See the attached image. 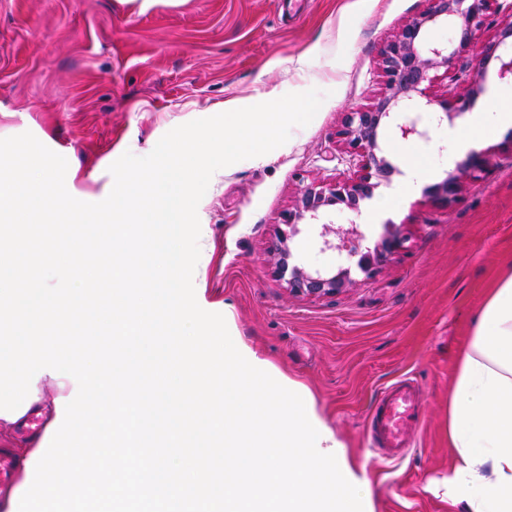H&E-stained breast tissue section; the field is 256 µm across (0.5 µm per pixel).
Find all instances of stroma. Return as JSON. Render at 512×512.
Instances as JSON below:
<instances>
[{
    "label": "stroma",
    "mask_w": 512,
    "mask_h": 512,
    "mask_svg": "<svg viewBox=\"0 0 512 512\" xmlns=\"http://www.w3.org/2000/svg\"><path fill=\"white\" fill-rule=\"evenodd\" d=\"M425 0H0V138L31 132L64 156L86 200L100 199L125 152L148 155L171 129L311 89L313 120L265 160L217 171L198 205L207 257L198 304L227 312L231 333L303 385L364 471L374 512H466L432 492L448 475V402L473 316L512 271V129L478 148L494 165L444 208L423 193L389 199L384 221L405 247L341 292L290 295L270 251L300 188L350 168L336 143L345 112L381 88L378 53ZM318 228L300 225L293 262L330 267ZM420 385L421 426L396 463L372 452L366 422L381 390Z\"/></svg>",
    "instance_id": "35a3bbf8"
}]
</instances>
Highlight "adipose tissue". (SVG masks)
Returning <instances> with one entry per match:
<instances>
[{
	"instance_id": "adipose-tissue-1",
	"label": "adipose tissue",
	"mask_w": 512,
	"mask_h": 512,
	"mask_svg": "<svg viewBox=\"0 0 512 512\" xmlns=\"http://www.w3.org/2000/svg\"><path fill=\"white\" fill-rule=\"evenodd\" d=\"M512 128V89L494 91L491 109L475 111L449 132L444 163L462 150ZM455 464L438 484L468 512H512V273L475 317L449 406Z\"/></svg>"
}]
</instances>
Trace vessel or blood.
<instances>
[{"mask_svg":"<svg viewBox=\"0 0 512 512\" xmlns=\"http://www.w3.org/2000/svg\"><path fill=\"white\" fill-rule=\"evenodd\" d=\"M419 426L418 391L409 381L400 380L384 388L376 399L367 431L381 457L396 462L406 455Z\"/></svg>","mask_w":512,"mask_h":512,"instance_id":"vessel-or-blood-1","label":"vessel or blood"}]
</instances>
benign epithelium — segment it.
I'll use <instances>...</instances> for the list:
<instances>
[{
	"label": "benign epithelium",
	"mask_w": 512,
	"mask_h": 512,
	"mask_svg": "<svg viewBox=\"0 0 512 512\" xmlns=\"http://www.w3.org/2000/svg\"><path fill=\"white\" fill-rule=\"evenodd\" d=\"M425 10L411 18L380 50L377 62L382 87L373 102L346 113L337 131L341 150L354 171L339 173L322 182H311L299 192L291 207L280 216L272 245L277 272L287 277L288 290L297 295H333L351 282L350 268L308 272L290 265L289 241L298 225L318 221L331 208L360 211L383 183L390 182L397 168L380 146L383 130L391 126L404 139L428 142L433 121L461 119L482 93L491 64H498L499 78L512 79V0H427ZM438 23L452 24L459 32L453 49L430 43L427 31ZM494 30L480 51H475L478 33ZM446 78V94L433 96L430 88ZM493 166L486 153H471L441 183L425 190L434 203L451 206L461 191V179L477 180ZM322 249L337 253L340 261L358 257L357 267L370 276L391 255L403 248L405 239L397 225L387 223L373 246H363L365 236L357 224L331 227L321 224Z\"/></svg>",
	"instance_id": "1"
}]
</instances>
